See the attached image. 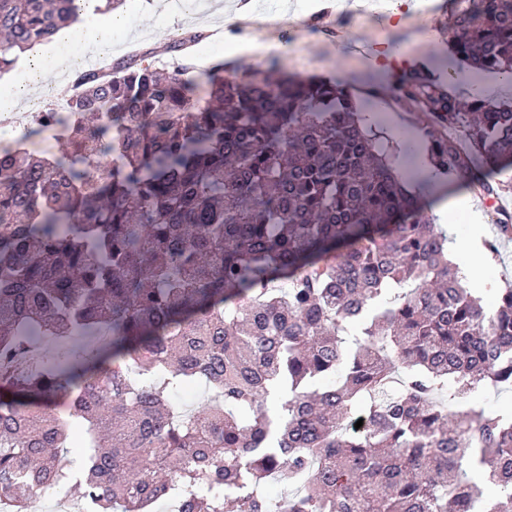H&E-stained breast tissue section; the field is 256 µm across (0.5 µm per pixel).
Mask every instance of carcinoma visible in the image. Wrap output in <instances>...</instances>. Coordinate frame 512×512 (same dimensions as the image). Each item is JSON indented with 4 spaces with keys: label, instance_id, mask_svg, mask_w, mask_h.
Masks as SVG:
<instances>
[{
    "label": "carcinoma",
    "instance_id": "obj_1",
    "mask_svg": "<svg viewBox=\"0 0 512 512\" xmlns=\"http://www.w3.org/2000/svg\"><path fill=\"white\" fill-rule=\"evenodd\" d=\"M469 2L448 59L512 74V0ZM80 10L0 0V76ZM204 79L202 97L184 63L81 72L38 119L62 154L0 151V512L64 484L82 512H512V414L449 411L512 387V288L487 310L451 266L360 119L381 80L359 102L274 59ZM390 107L446 181L495 194L474 174L512 166V103L422 59ZM197 385L202 409L172 403Z\"/></svg>",
    "mask_w": 512,
    "mask_h": 512
}]
</instances>
